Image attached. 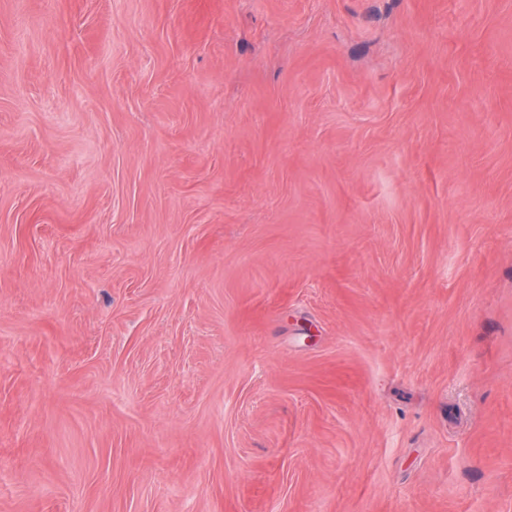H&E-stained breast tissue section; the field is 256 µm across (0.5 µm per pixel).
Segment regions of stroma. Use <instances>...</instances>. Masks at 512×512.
Masks as SVG:
<instances>
[{
    "label": "stroma",
    "instance_id": "stroma-1",
    "mask_svg": "<svg viewBox=\"0 0 512 512\" xmlns=\"http://www.w3.org/2000/svg\"><path fill=\"white\" fill-rule=\"evenodd\" d=\"M0 512H512V0H0Z\"/></svg>",
    "mask_w": 512,
    "mask_h": 512
}]
</instances>
